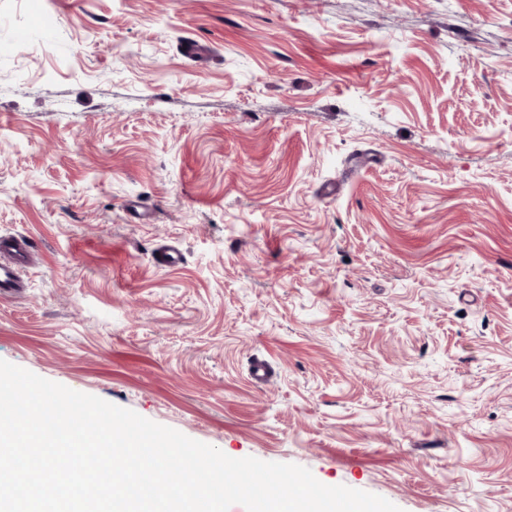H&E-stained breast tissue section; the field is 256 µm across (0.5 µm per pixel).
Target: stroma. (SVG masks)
Instances as JSON below:
<instances>
[{
  "instance_id": "35a3bbf8",
  "label": "stroma",
  "mask_w": 512,
  "mask_h": 512,
  "mask_svg": "<svg viewBox=\"0 0 512 512\" xmlns=\"http://www.w3.org/2000/svg\"><path fill=\"white\" fill-rule=\"evenodd\" d=\"M15 232L0 359L401 512H512V0H0ZM38 254L34 240L25 234H0V298L19 297L26 288L24 275Z\"/></svg>"
}]
</instances>
